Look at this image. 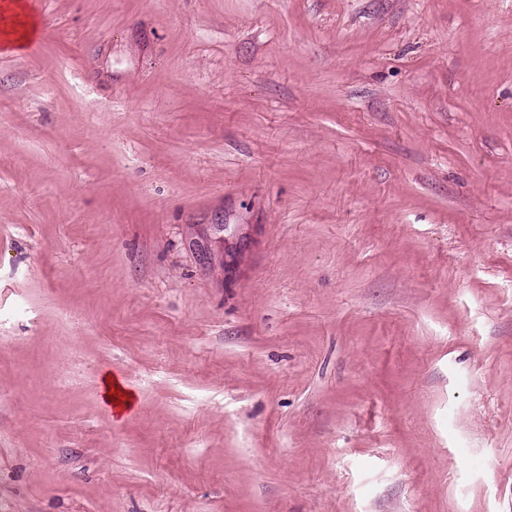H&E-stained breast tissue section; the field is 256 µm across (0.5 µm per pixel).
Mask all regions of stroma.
Wrapping results in <instances>:
<instances>
[{
	"mask_svg": "<svg viewBox=\"0 0 512 512\" xmlns=\"http://www.w3.org/2000/svg\"><path fill=\"white\" fill-rule=\"evenodd\" d=\"M31 9L0 512H512V0Z\"/></svg>",
	"mask_w": 512,
	"mask_h": 512,
	"instance_id": "35a3bbf8",
	"label": "stroma"
}]
</instances>
